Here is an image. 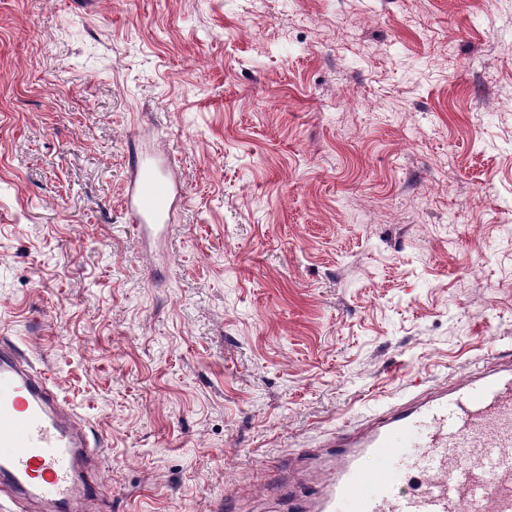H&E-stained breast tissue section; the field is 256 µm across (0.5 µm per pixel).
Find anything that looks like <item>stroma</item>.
<instances>
[{"instance_id": "stroma-1", "label": "stroma", "mask_w": 512, "mask_h": 512, "mask_svg": "<svg viewBox=\"0 0 512 512\" xmlns=\"http://www.w3.org/2000/svg\"><path fill=\"white\" fill-rule=\"evenodd\" d=\"M2 336L98 512H284L276 463L512 350V0H0ZM129 178L124 198L126 213L137 224L140 237L169 231L174 211L186 198V188L164 154L139 152L129 156Z\"/></svg>"}]
</instances>
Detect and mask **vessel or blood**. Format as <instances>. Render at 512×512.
Here are the masks:
<instances>
[{
    "label": "vessel or blood",
    "mask_w": 512,
    "mask_h": 512,
    "mask_svg": "<svg viewBox=\"0 0 512 512\" xmlns=\"http://www.w3.org/2000/svg\"><path fill=\"white\" fill-rule=\"evenodd\" d=\"M186 188L164 154L132 151L124 207L140 235L168 232ZM331 472L294 512H512V358L451 387L383 409L363 429L326 441ZM467 448L481 449L474 461ZM396 453L400 470L366 471L368 456ZM98 445L25 354L0 344V487L45 512H83L97 500ZM416 480L412 492L397 491Z\"/></svg>",
    "instance_id": "b4317fda"
}]
</instances>
